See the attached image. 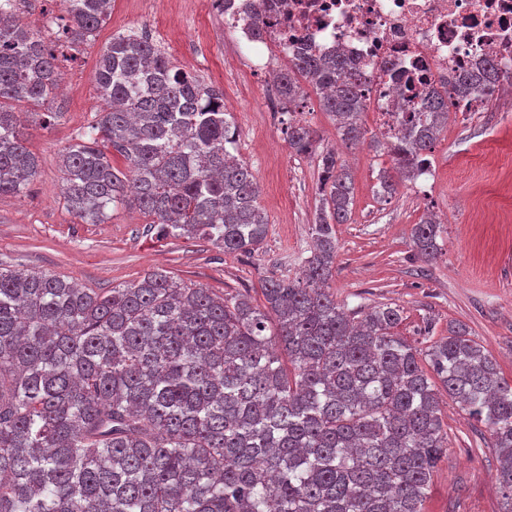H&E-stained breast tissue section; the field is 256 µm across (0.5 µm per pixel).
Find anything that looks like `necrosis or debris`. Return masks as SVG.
<instances>
[{
    "label": "necrosis or debris",
    "instance_id": "necrosis-or-debris-1",
    "mask_svg": "<svg viewBox=\"0 0 512 512\" xmlns=\"http://www.w3.org/2000/svg\"><path fill=\"white\" fill-rule=\"evenodd\" d=\"M223 15L238 43L259 56L258 78L277 77L298 51L339 54L368 83L365 108L385 140L398 132L396 108L455 77L497 61L512 85V0H197ZM259 14L265 33L246 21Z\"/></svg>",
    "mask_w": 512,
    "mask_h": 512
}]
</instances>
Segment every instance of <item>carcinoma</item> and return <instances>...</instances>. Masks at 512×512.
I'll return each instance as SVG.
<instances>
[{
	"instance_id": "carcinoma-1",
	"label": "carcinoma",
	"mask_w": 512,
	"mask_h": 512,
	"mask_svg": "<svg viewBox=\"0 0 512 512\" xmlns=\"http://www.w3.org/2000/svg\"><path fill=\"white\" fill-rule=\"evenodd\" d=\"M19 2L0 0V197L38 174L19 128L64 117L60 49L94 45L112 14V0H60L50 42L21 22ZM294 73L316 88L340 141L362 142L361 77L299 53L278 76L290 112ZM94 79L101 105L60 153L79 223L105 224L123 205L164 236L257 251L269 224L224 92L132 30L102 46ZM498 87L490 61L453 92L424 94L390 142L401 177L425 173L451 107L485 104ZM284 133L296 154L319 157L315 245L298 277L262 282L261 306L159 271L96 291L0 268V512H424L448 456L442 391L489 431L512 499V380L463 324L423 351L394 332L399 306L336 301L326 285L351 175L310 125L290 120ZM396 190L380 171L378 195ZM442 233L433 215L421 218L419 258H436Z\"/></svg>"
}]
</instances>
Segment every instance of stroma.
Segmentation results:
<instances>
[{"mask_svg": "<svg viewBox=\"0 0 512 512\" xmlns=\"http://www.w3.org/2000/svg\"><path fill=\"white\" fill-rule=\"evenodd\" d=\"M144 0H115L95 46L76 50L63 65L69 83L58 101L57 125L27 132L39 173L19 196L0 198V267L44 272L86 288L121 287L149 270L214 293L249 291L263 304L260 281L296 277L312 246L317 161L296 155L281 132L280 118L264 109V86L243 56L224 39V20L185 11L169 0L167 12L145 10ZM144 27L179 67L220 87L231 103L238 154L253 173L269 234L249 257L225 254L204 239L160 236L138 211L119 208L104 224H81L65 208L59 152L91 119L98 92L93 78L98 48L111 36ZM298 118L316 131L322 146L336 148L353 175V203L346 223L336 225V272L329 286L346 308L393 303L403 308L398 336L425 347L426 320L436 336L449 324H465L512 380V95L500 93L475 112H454L430 152L429 171L401 183L389 201L376 190L380 171L393 167L386 148H373L378 116L360 115L366 144L340 146L336 124L320 108L311 84L303 86ZM435 213L443 225L441 253L426 264L411 248L415 224ZM448 425V456L433 477L425 512H507L497 480L498 462L484 426L458 403L442 397Z\"/></svg>", "mask_w": 512, "mask_h": 512, "instance_id": "obj_1", "label": "stroma"}]
</instances>
